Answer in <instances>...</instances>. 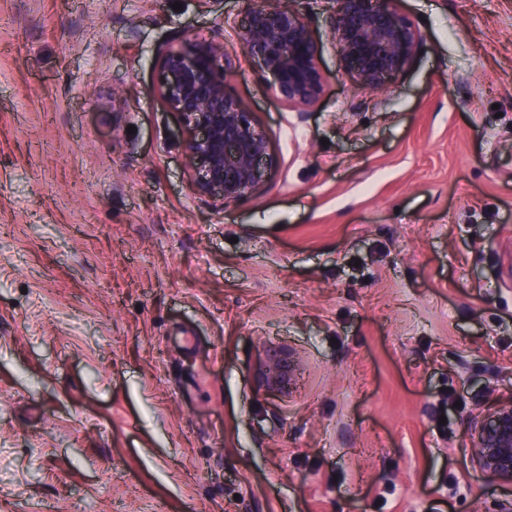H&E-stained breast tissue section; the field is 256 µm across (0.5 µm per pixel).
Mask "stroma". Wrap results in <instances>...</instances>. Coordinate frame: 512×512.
I'll list each match as a JSON object with an SVG mask.
<instances>
[{"mask_svg":"<svg viewBox=\"0 0 512 512\" xmlns=\"http://www.w3.org/2000/svg\"><path fill=\"white\" fill-rule=\"evenodd\" d=\"M174 1L0 0V512H498L467 423L512 395V0H400L425 44L376 92L294 0L302 115L245 0ZM194 38L279 160L227 205L154 94ZM238 33L244 52L271 75L276 98L299 114L321 99L326 74L311 21L288 0H247ZM295 371L292 354L284 349H274L267 354L259 377L266 386L281 388L294 380Z\"/></svg>","mask_w":512,"mask_h":512,"instance_id":"stroma-1","label":"stroma"}]
</instances>
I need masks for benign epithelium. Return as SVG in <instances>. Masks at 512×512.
<instances>
[{"mask_svg":"<svg viewBox=\"0 0 512 512\" xmlns=\"http://www.w3.org/2000/svg\"><path fill=\"white\" fill-rule=\"evenodd\" d=\"M329 18L340 63L364 90L387 86L406 72L424 45L419 24L399 0H336ZM244 52L271 75L276 98L303 115L321 99L326 74L311 21L290 0H247L239 31ZM156 98L187 131L182 149L196 192L228 204L247 196L277 167L254 113L224 88V46L195 40L162 50ZM281 388L295 378L292 354L274 349L259 370ZM470 460L481 477L512 487V399L468 423Z\"/></svg>","mask_w":512,"mask_h":512,"instance_id":"obj_1","label":"benign epithelium"}]
</instances>
